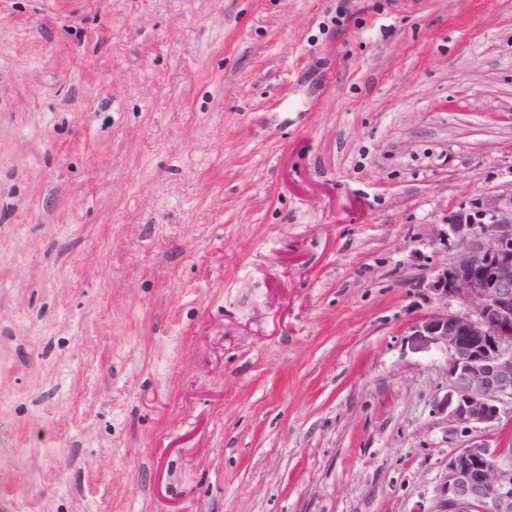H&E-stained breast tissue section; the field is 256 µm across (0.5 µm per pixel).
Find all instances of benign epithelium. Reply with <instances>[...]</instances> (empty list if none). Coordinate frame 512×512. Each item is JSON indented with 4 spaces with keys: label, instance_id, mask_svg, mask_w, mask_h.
Wrapping results in <instances>:
<instances>
[{
    "label": "benign epithelium",
    "instance_id": "benign-epithelium-1",
    "mask_svg": "<svg viewBox=\"0 0 512 512\" xmlns=\"http://www.w3.org/2000/svg\"><path fill=\"white\" fill-rule=\"evenodd\" d=\"M453 226L455 254L422 281L438 306L413 326L447 356L448 389L434 411L468 436L431 512H512V437L486 433L512 414V191L481 198Z\"/></svg>",
    "mask_w": 512,
    "mask_h": 512
}]
</instances>
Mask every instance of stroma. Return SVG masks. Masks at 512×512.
<instances>
[{
  "label": "stroma",
  "mask_w": 512,
  "mask_h": 512,
  "mask_svg": "<svg viewBox=\"0 0 512 512\" xmlns=\"http://www.w3.org/2000/svg\"><path fill=\"white\" fill-rule=\"evenodd\" d=\"M512 190V0H0L10 512H430L412 334Z\"/></svg>",
  "instance_id": "stroma-1"
}]
</instances>
